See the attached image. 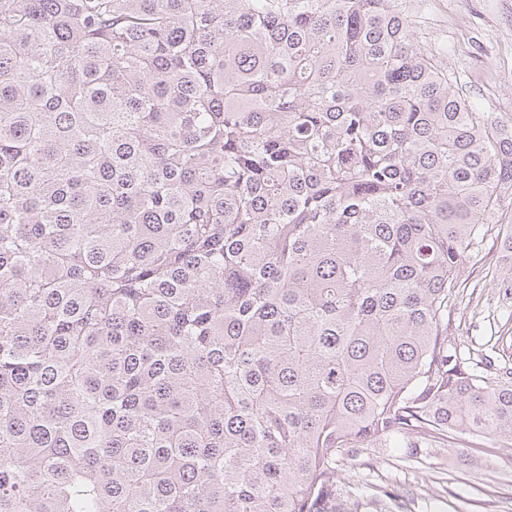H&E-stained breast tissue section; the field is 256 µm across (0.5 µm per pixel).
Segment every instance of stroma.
<instances>
[{
    "label": "stroma",
    "mask_w": 512,
    "mask_h": 512,
    "mask_svg": "<svg viewBox=\"0 0 512 512\" xmlns=\"http://www.w3.org/2000/svg\"><path fill=\"white\" fill-rule=\"evenodd\" d=\"M424 50L439 54L483 112L512 117V0H401ZM474 292L448 332L473 360L512 366V250L496 246L466 270ZM340 512H512V444L461 438L456 447L365 448L336 465Z\"/></svg>",
    "instance_id": "35a3bbf8"
}]
</instances>
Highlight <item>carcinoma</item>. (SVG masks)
Returning <instances> with one entry per match:
<instances>
[{"label":"carcinoma","instance_id":"cac0c4a2","mask_svg":"<svg viewBox=\"0 0 512 512\" xmlns=\"http://www.w3.org/2000/svg\"><path fill=\"white\" fill-rule=\"evenodd\" d=\"M512 197L398 0H0V512H338L512 443L448 340Z\"/></svg>","mask_w":512,"mask_h":512}]
</instances>
